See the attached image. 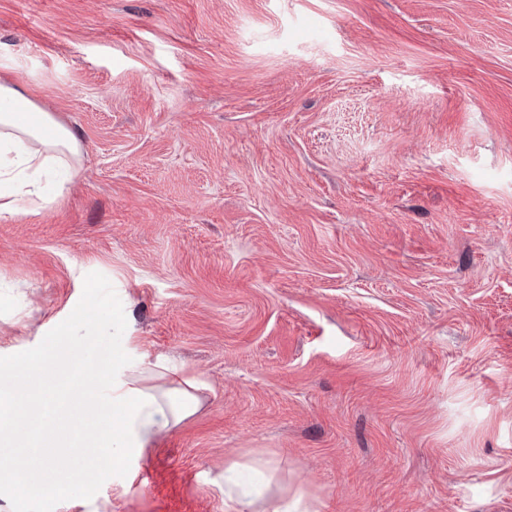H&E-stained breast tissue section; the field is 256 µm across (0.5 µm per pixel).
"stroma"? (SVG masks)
I'll list each match as a JSON object with an SVG mask.
<instances>
[{
	"label": "stroma",
	"instance_id": "obj_1",
	"mask_svg": "<svg viewBox=\"0 0 512 512\" xmlns=\"http://www.w3.org/2000/svg\"><path fill=\"white\" fill-rule=\"evenodd\" d=\"M0 76L82 173L0 221V394L174 361L199 411L0 512H512V0H0ZM151 472L142 488L137 477ZM244 466L232 463L224 468V504L230 502L240 506L237 512H253L260 500L267 496L272 475L255 470L252 477L244 478ZM312 509L310 502L306 496L295 491L292 494L286 493L277 497L272 504L271 512H317Z\"/></svg>",
	"mask_w": 512,
	"mask_h": 512
}]
</instances>
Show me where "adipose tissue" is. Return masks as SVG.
Wrapping results in <instances>:
<instances>
[{"instance_id":"1","label":"adipose tissue","mask_w":512,"mask_h":512,"mask_svg":"<svg viewBox=\"0 0 512 512\" xmlns=\"http://www.w3.org/2000/svg\"><path fill=\"white\" fill-rule=\"evenodd\" d=\"M82 169L76 132L32 101L19 86L0 83V218L34 213L62 195ZM42 348L14 363L18 392L33 402L19 410L0 408V451L33 449L41 467L54 466L44 435H33L29 423L53 424L56 434L80 437L87 458L109 451L113 460L142 454L155 439L179 427L199 409L197 377L164 362L117 361L110 372L82 370L78 381L62 387L46 362ZM103 394L96 405L76 410L84 394ZM241 464L224 469V499L253 512L267 496L271 478L263 472L242 475Z\"/></svg>"}]
</instances>
